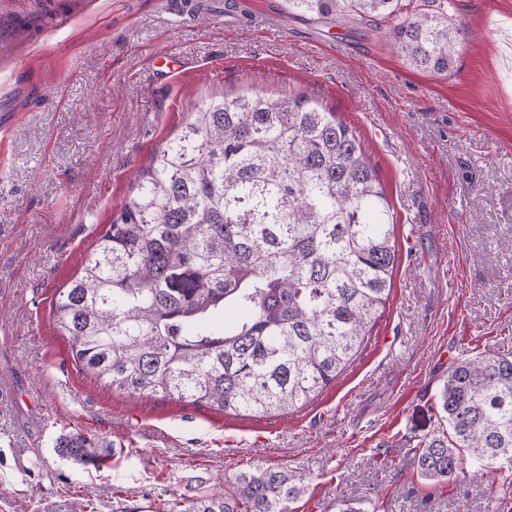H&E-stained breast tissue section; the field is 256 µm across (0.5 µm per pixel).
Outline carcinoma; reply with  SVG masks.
<instances>
[{
  "label": "carcinoma",
  "mask_w": 512,
  "mask_h": 512,
  "mask_svg": "<svg viewBox=\"0 0 512 512\" xmlns=\"http://www.w3.org/2000/svg\"><path fill=\"white\" fill-rule=\"evenodd\" d=\"M388 33L419 71L446 75L466 24L451 0H286ZM388 198L352 128L310 97L211 101L157 153L137 193L86 251L51 313L83 370L116 391L226 414L286 415L336 383L390 298ZM419 475L454 480L469 459L512 469V357L459 360L437 395ZM86 467L107 445L56 439ZM302 479L239 472L176 512H290Z\"/></svg>",
  "instance_id": "1"
}]
</instances>
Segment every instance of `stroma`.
<instances>
[{
	"mask_svg": "<svg viewBox=\"0 0 512 512\" xmlns=\"http://www.w3.org/2000/svg\"><path fill=\"white\" fill-rule=\"evenodd\" d=\"M198 2L175 21L157 0H0V512H169L255 466L305 481L294 512H512V471L434 484L415 459L449 368L512 356V0H454L472 35L445 76L286 0H250L252 27ZM162 50L183 77L160 75ZM246 90L311 95L361 137L396 222L386 309L284 416L112 390L76 365L51 301L192 112ZM65 431L111 442V460L58 456Z\"/></svg>",
	"mask_w": 512,
	"mask_h": 512,
	"instance_id": "obj_1",
	"label": "stroma"
}]
</instances>
